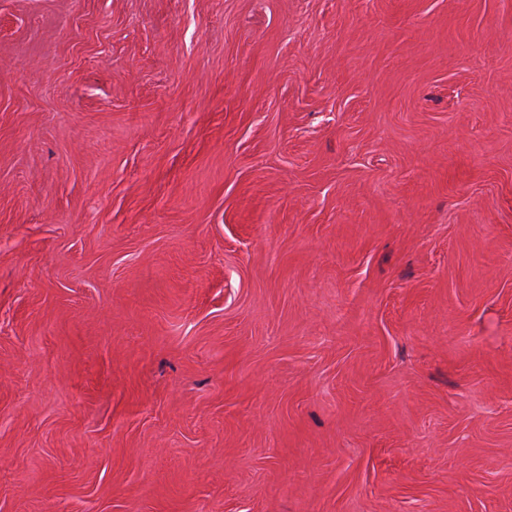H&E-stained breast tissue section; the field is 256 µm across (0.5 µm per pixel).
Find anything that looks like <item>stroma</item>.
Returning <instances> with one entry per match:
<instances>
[{"instance_id":"1","label":"stroma","mask_w":512,"mask_h":512,"mask_svg":"<svg viewBox=\"0 0 512 512\" xmlns=\"http://www.w3.org/2000/svg\"><path fill=\"white\" fill-rule=\"evenodd\" d=\"M0 512H512V0H0Z\"/></svg>"}]
</instances>
